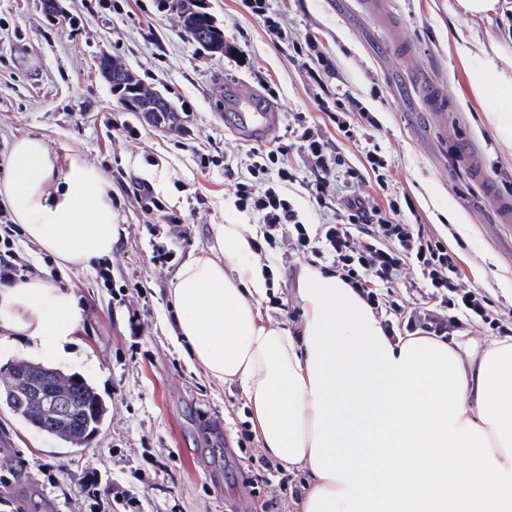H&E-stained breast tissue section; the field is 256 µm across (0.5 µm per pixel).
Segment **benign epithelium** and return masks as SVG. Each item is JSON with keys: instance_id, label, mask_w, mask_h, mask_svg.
<instances>
[{"instance_id": "benign-epithelium-1", "label": "benign epithelium", "mask_w": 512, "mask_h": 512, "mask_svg": "<svg viewBox=\"0 0 512 512\" xmlns=\"http://www.w3.org/2000/svg\"><path fill=\"white\" fill-rule=\"evenodd\" d=\"M123 104L134 112L172 111L158 92L148 98L125 93ZM8 389L12 409L42 431L66 438L77 448L85 447L90 409L77 392L76 376L42 363L15 361L0 367V387Z\"/></svg>"}]
</instances>
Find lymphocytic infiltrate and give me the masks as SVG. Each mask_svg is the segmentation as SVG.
I'll return each mask as SVG.
<instances>
[{
  "label": "lymphocytic infiltrate",
  "instance_id": "f902f5d3",
  "mask_svg": "<svg viewBox=\"0 0 512 512\" xmlns=\"http://www.w3.org/2000/svg\"><path fill=\"white\" fill-rule=\"evenodd\" d=\"M243 9L260 19L270 38L291 43L305 69L320 111L325 112L342 139L360 145L365 171L350 167L333 151L316 125L298 119L288 135L273 146L248 152L246 174L234 168L233 156L224 158V175L236 206L257 214L262 230L258 250L276 255L288 247L302 255L325 259L336 274L358 292L372 308H380L378 289L410 273V287L427 291L428 304L413 308L394 301L390 308L411 335L447 336L456 326L455 315L488 324L499 335L508 330L497 323L486 296L474 286L462 285L455 275V254L448 244L405 220L411 206L396 191L386 153L376 133L380 122L374 113L345 92L329 96L327 78L333 67L314 37L300 36L272 13L269 0H242ZM307 170L309 199L315 210L336 201V217L321 224L307 222L288 190ZM372 175L375 193L362 190L365 175Z\"/></svg>",
  "mask_w": 512,
  "mask_h": 512
}]
</instances>
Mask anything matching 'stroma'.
<instances>
[{
  "label": "stroma",
  "instance_id": "1",
  "mask_svg": "<svg viewBox=\"0 0 512 512\" xmlns=\"http://www.w3.org/2000/svg\"><path fill=\"white\" fill-rule=\"evenodd\" d=\"M161 0H128L131 14L87 12L84 0H59L81 32L47 20L43 0H0V155L13 139L34 134L60 157L93 165L121 192L114 206L124 231L109 261L112 281L97 269L72 272L17 235L33 277L70 288L82 310L68 361L46 364L87 378L107 406L99 434L74 451L0 408V512H89L85 486L95 479L100 512H300L308 474L280 471L252 480L251 460L264 458L250 427L242 390L212 382L173 339L168 287L190 252L207 248L215 224H254L239 211L224 182V148L247 164L253 143L224 122V85L260 92L279 111L275 136L294 116L318 124L352 167L365 159L356 144L337 139L320 112L291 45L273 42L262 21L240 0H201L224 32L234 34L249 57L242 65L199 46L176 12ZM293 31L316 36L332 58L336 83L378 116L376 136L387 151L392 183L410 198L419 223L447 239L456 274L479 285L494 311L512 323V223L494 220L478 180L450 169L451 146L474 149L485 173L512 182L483 112L463 109L468 89L449 27L480 37L496 27L466 15L449 17L448 0H389L387 11L365 0H270ZM122 62L145 86L159 90L182 114V126L161 130L128 111L98 68L101 54ZM439 86L442 114L424 112L419 81ZM140 141L128 145L126 127ZM165 176L158 196L182 214L181 224L148 223L124 186L146 173ZM174 251L155 265L153 247ZM310 261L288 254L276 264L274 285L262 304L265 316L288 329L301 318L300 275ZM483 281H476V269ZM140 323L130 327L129 313Z\"/></svg>",
  "mask_w": 512,
  "mask_h": 512
}]
</instances>
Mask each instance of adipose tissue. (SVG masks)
Masks as SVG:
<instances>
[{"mask_svg": "<svg viewBox=\"0 0 512 512\" xmlns=\"http://www.w3.org/2000/svg\"><path fill=\"white\" fill-rule=\"evenodd\" d=\"M512 37L462 49L470 97L512 153ZM112 180L59 167L37 136L15 138L0 206L28 239L79 270L111 255L121 229ZM245 224H216L169 285L176 338L220 385L238 384L262 448L312 484L301 512H512V343L386 333L339 277L306 267L297 333L265 319L269 293ZM81 311L65 287L0 289V329L62 357Z\"/></svg>", "mask_w": 512, "mask_h": 512, "instance_id": "ef3b65f1", "label": "adipose tissue"}]
</instances>
